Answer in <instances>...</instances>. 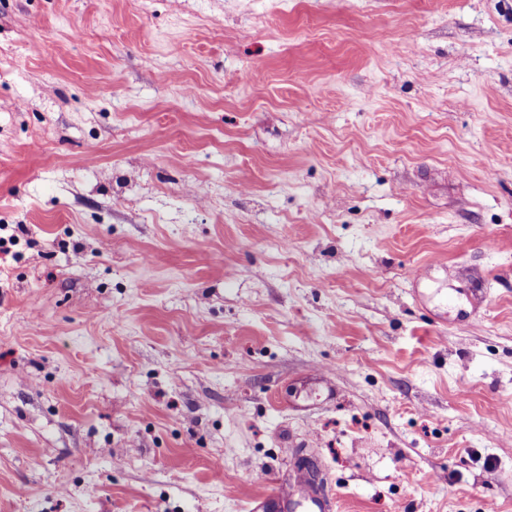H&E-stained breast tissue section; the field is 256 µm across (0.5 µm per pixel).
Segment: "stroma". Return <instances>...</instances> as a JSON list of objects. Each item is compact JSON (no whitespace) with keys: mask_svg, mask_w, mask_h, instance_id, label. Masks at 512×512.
Segmentation results:
<instances>
[{"mask_svg":"<svg viewBox=\"0 0 512 512\" xmlns=\"http://www.w3.org/2000/svg\"><path fill=\"white\" fill-rule=\"evenodd\" d=\"M0 239V512H512V0H0ZM308 512H331L330 497L311 481L304 468L295 471L288 488L276 487L251 502V512H296L297 505Z\"/></svg>","mask_w":512,"mask_h":512,"instance_id":"35a3bbf8","label":"stroma"}]
</instances>
